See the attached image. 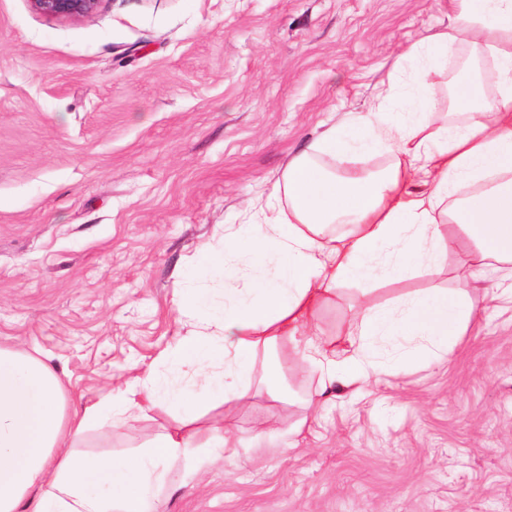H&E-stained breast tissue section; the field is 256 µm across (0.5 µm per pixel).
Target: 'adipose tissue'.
<instances>
[{
	"label": "adipose tissue",
	"instance_id": "adipose-tissue-1",
	"mask_svg": "<svg viewBox=\"0 0 512 512\" xmlns=\"http://www.w3.org/2000/svg\"><path fill=\"white\" fill-rule=\"evenodd\" d=\"M446 29L404 52L444 51L470 45L496 63L498 94L486 97L477 78L457 85L446 116L437 113L436 69L415 72L407 119L389 118L383 100L352 129H331L319 150H387L384 173H326L309 155L288 164L287 208L268 206L252 223L221 228L224 253L210 262L229 287L214 307L200 288L177 307L198 314L165 360L190 367L198 378L167 388L146 370L126 393L102 395L74 407L62 380L24 351L0 348V512H156L175 468H196L215 448H229L223 422L152 436L121 453H93L86 433L104 420L122 423L130 411L174 408L193 419L209 401L249 398L255 361L281 340L299 352V368L316 377L307 401L319 407L332 386L358 387L378 373L379 341L421 337L397 353L392 370L421 357L443 358L476 320L468 291L430 288L387 304H369L343 341L324 335L322 311L351 279H398L413 270L435 277L449 257L474 272L487 261L512 278V0H452ZM273 267L272 275L235 288L243 268Z\"/></svg>",
	"mask_w": 512,
	"mask_h": 512
}]
</instances>
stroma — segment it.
<instances>
[{"label": "stroma", "mask_w": 512, "mask_h": 512, "mask_svg": "<svg viewBox=\"0 0 512 512\" xmlns=\"http://www.w3.org/2000/svg\"><path fill=\"white\" fill-rule=\"evenodd\" d=\"M449 0H102L80 20L0 0V346L40 358L76 396L128 388L195 327L187 288L224 299L217 275L185 276L246 223L289 162L353 124L399 56L441 31ZM495 92L492 60L449 47ZM468 289L477 322L445 359L424 358L343 391L316 414L277 400L257 357L250 399L214 402L229 450L170 473L157 512H512V305L500 274L449 258L435 280L349 281L321 314L341 335L357 302ZM154 410L92 430L121 452L179 427Z\"/></svg>", "instance_id": "35a3bbf8"}]
</instances>
